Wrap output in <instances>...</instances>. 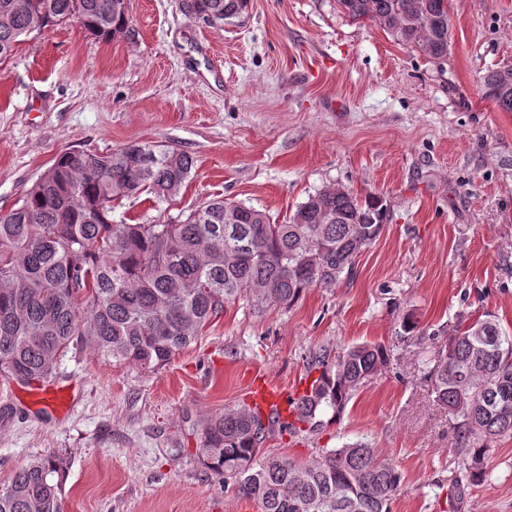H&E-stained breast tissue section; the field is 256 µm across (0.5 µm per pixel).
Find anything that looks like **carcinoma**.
<instances>
[{"label": "carcinoma", "mask_w": 512, "mask_h": 512, "mask_svg": "<svg viewBox=\"0 0 512 512\" xmlns=\"http://www.w3.org/2000/svg\"><path fill=\"white\" fill-rule=\"evenodd\" d=\"M213 23L240 21L250 0H191ZM434 60L448 56V0H338ZM77 22L111 42L130 27L126 0H0V61L32 33ZM484 96L512 112V66L486 71ZM194 159L170 145L132 142L110 152L59 154L21 203L0 210V376L32 383L53 375L58 358L83 341L101 354L154 371L188 346L224 304L247 293L291 307L310 288L350 276L355 258L383 232L389 211L376 194L328 187L308 195L284 224L229 198H213L183 219L114 224L113 203L148 192L179 194ZM387 362L373 343L333 356H308L319 371L289 401L291 419L263 420L226 408L204 424L205 466L260 512H392L402 476L368 442L345 443L295 462L264 451L274 426L290 434L339 417L358 386ZM435 401L448 410L464 468L485 477L492 443L512 436V334L485 313L452 329L428 370ZM63 462L39 457L0 489V512H64Z\"/></svg>", "instance_id": "obj_1"}]
</instances>
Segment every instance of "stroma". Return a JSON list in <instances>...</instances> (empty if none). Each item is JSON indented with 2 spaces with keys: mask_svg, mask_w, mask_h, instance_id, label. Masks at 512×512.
I'll use <instances>...</instances> for the list:
<instances>
[{
  "mask_svg": "<svg viewBox=\"0 0 512 512\" xmlns=\"http://www.w3.org/2000/svg\"><path fill=\"white\" fill-rule=\"evenodd\" d=\"M437 61L336 0H250L234 24L181 0H128L135 37L102 42L74 21L34 33L0 63V209L69 149L130 142L191 154L167 200L143 193L117 224L171 222L216 196L283 222L336 185L385 197L384 231L332 288L294 306L231 301L190 345L149 371L83 344L58 378L77 391L48 418L26 384H0V488L31 459L66 464L64 512H258L202 462L200 429L250 401V379L288 393L309 353L382 345L390 361L340 419L265 450L298 461L365 440L403 476L392 512H512V437L485 480L457 490L463 454L427 372L452 326L495 314L512 332V112L484 99L485 70L512 66V0H449Z\"/></svg>",
  "mask_w": 512,
  "mask_h": 512,
  "instance_id": "1",
  "label": "stroma"
}]
</instances>
